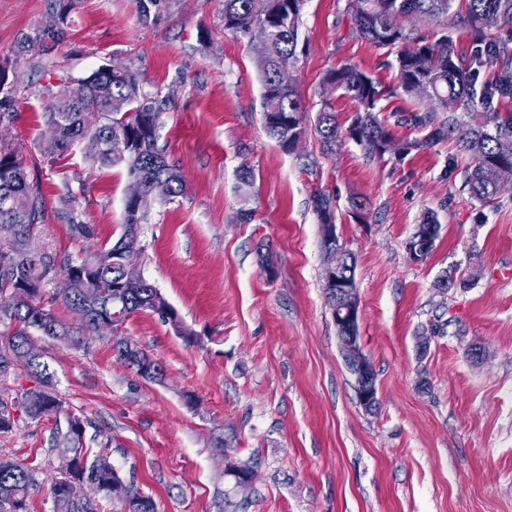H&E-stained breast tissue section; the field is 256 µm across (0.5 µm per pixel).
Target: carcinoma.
Wrapping results in <instances>:
<instances>
[{
  "label": "carcinoma",
  "instance_id": "carcinoma-1",
  "mask_svg": "<svg viewBox=\"0 0 512 512\" xmlns=\"http://www.w3.org/2000/svg\"><path fill=\"white\" fill-rule=\"evenodd\" d=\"M452 2L348 0V9L364 39L379 48L397 51L398 90L416 99V87L425 80L439 97L441 109L437 111L394 114L395 124L427 131L422 138L403 141V154L441 139L455 140L467 159L465 186L474 199L486 204L499 194L494 169L512 166V151L504 149L505 143L512 142V113L502 114L495 106L503 98H512V48L494 35L502 28H512V0H467L466 12L456 15L451 14ZM304 4L305 0H224L225 30L247 34L254 27L270 29V39L254 47L263 58L261 108L267 132L285 149L295 145L297 130L304 128L302 99L284 68L285 62L296 57ZM68 8L67 4L60 6L55 27L42 34L41 39H61ZM407 16L445 20L446 32L432 41L398 24V18ZM457 32L471 41L469 53L457 50ZM486 65L496 69L492 76L482 78L480 68ZM323 84L350 97L357 106L343 135L332 107L322 103L315 130L325 152H335L346 137L372 155L373 139L393 138L390 124L380 118L379 103L385 90L371 76L354 65L344 64L329 71ZM167 104V99L145 92L133 71L114 64L101 66L76 80L63 96L47 95L45 123L56 128L55 137L45 147L47 154L63 155L79 140L94 136L104 144L94 160L105 166H124L128 177L143 185L138 199L125 202L119 239L100 247L93 255L95 279L77 276L75 288L62 295L88 336L99 334L113 323L119 325L138 311H151L174 320V316L156 309L158 289L153 284L127 285L121 269L124 247L131 236L141 233L151 204L185 192L181 177L157 148L153 134ZM314 208L320 223H329L333 215L330 198L317 196ZM40 214L41 200L28 181L23 158L17 149L0 143V224H8L13 230L10 241H0V293L17 294L12 309L0 311V377L12 370L6 364V357L11 355L39 380L38 386L17 397L0 398L1 435L12 432L22 414L31 420H43L64 413L63 401L55 394L45 363L23 357V350L30 345L29 330L76 346L85 344L37 301L40 261L30 240ZM113 352L120 362L145 379L164 373L159 363L135 347L130 351L115 347ZM66 422L71 424V433H57L53 448L73 452L78 457V470L77 475L60 477L51 485L52 512H98L97 502L79 498V479L119 480L121 475L106 452L92 455L84 446L82 429L88 421L70 413ZM34 485L29 467L0 457V512H30L29 491ZM128 487V500L117 502L119 512H156L150 497L141 494L131 481Z\"/></svg>",
  "mask_w": 512,
  "mask_h": 512
}]
</instances>
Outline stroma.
<instances>
[{
  "label": "stroma",
  "mask_w": 512,
  "mask_h": 512,
  "mask_svg": "<svg viewBox=\"0 0 512 512\" xmlns=\"http://www.w3.org/2000/svg\"><path fill=\"white\" fill-rule=\"evenodd\" d=\"M54 2L0 0V58L16 71L0 91L12 114L0 140L22 154L42 200L31 245L44 307L79 331L61 298L63 267L117 240L129 188L124 167L93 161L86 141L45 155L44 86L61 96L100 66L129 67L145 92L170 100L157 143L185 184L152 204L136 265L175 320L134 313L84 349L30 334L66 410L89 419L87 447L157 512H512V279L502 276L512 190L472 199L465 160L445 139L401 157L349 140L324 154L322 99L343 127L356 110L324 94L329 70L348 63L397 85L394 54L361 37L347 0L305 2L291 71L307 129L289 151L263 126L256 38L225 31L224 0H156L146 19L139 0H75L63 39L43 43ZM27 37L35 46L19 52ZM319 193L356 258L371 411L325 299ZM429 215L439 235L415 263L405 245ZM117 337L159 362L162 378L118 363ZM54 428L24 417L0 437V455L34 471L30 512L52 509ZM252 461L251 483L236 487L228 465Z\"/></svg>",
  "instance_id": "obj_1"
}]
</instances>
